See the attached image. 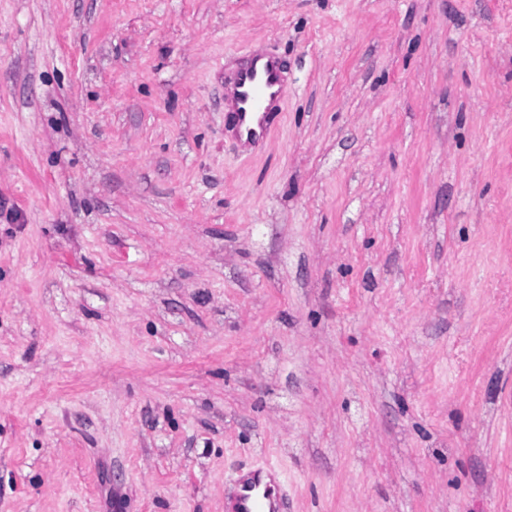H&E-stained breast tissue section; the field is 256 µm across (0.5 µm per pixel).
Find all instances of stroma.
I'll return each mask as SVG.
<instances>
[{
    "label": "stroma",
    "mask_w": 512,
    "mask_h": 512,
    "mask_svg": "<svg viewBox=\"0 0 512 512\" xmlns=\"http://www.w3.org/2000/svg\"><path fill=\"white\" fill-rule=\"evenodd\" d=\"M255 471L512 512V0H0V512H226ZM238 87L241 89L238 93V100L243 105L238 110L240 126L245 123L247 113L252 112L248 108V105H252V101L267 93L283 97L288 92V86L279 66L272 61L265 66L261 73L253 68L242 75L238 80Z\"/></svg>",
    "instance_id": "1"
}]
</instances>
